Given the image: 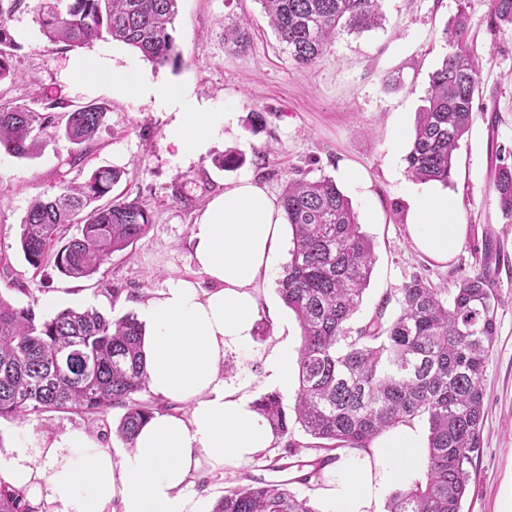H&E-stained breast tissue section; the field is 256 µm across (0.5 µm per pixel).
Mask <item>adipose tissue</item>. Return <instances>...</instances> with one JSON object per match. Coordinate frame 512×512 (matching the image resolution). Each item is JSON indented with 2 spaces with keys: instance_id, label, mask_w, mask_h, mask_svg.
Masks as SVG:
<instances>
[{
  "instance_id": "obj_1",
  "label": "adipose tissue",
  "mask_w": 512,
  "mask_h": 512,
  "mask_svg": "<svg viewBox=\"0 0 512 512\" xmlns=\"http://www.w3.org/2000/svg\"><path fill=\"white\" fill-rule=\"evenodd\" d=\"M72 72L83 83L111 84L118 99L137 94L180 105L167 140L181 156L205 152L227 122L187 105V87L162 86L141 69L80 60ZM287 226L278 198L242 174L208 199L190 227L207 284L172 277L140 305L148 388L184 404L186 414L154 413L133 447L116 454L82 429L22 434L9 457L0 458V481L45 501L50 512H181L193 473L239 467L270 447L251 380L227 378L224 358L253 348L260 290L273 275ZM408 228L417 249L439 262L447 261L461 232L451 201L434 193L412 197ZM419 448L417 426L406 424L370 451L344 456L325 489L332 512H377L386 489L419 464Z\"/></svg>"
}]
</instances>
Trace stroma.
Segmentation results:
<instances>
[{
    "instance_id": "35a3bbf8",
    "label": "stroma",
    "mask_w": 512,
    "mask_h": 512,
    "mask_svg": "<svg viewBox=\"0 0 512 512\" xmlns=\"http://www.w3.org/2000/svg\"><path fill=\"white\" fill-rule=\"evenodd\" d=\"M460 10L467 17L464 41L482 63L474 120L454 153L451 183L416 182L405 162L415 115L430 72L456 50L444 29ZM383 12L382 27L336 35L322 62L311 68L297 65L284 51L260 0H178L172 31L178 62L164 67L109 38L75 49L49 43L32 9L15 12L8 26L17 44L16 78L0 84V91L33 111L50 103L62 113L96 103L108 113L89 144L79 147L51 133L43 136L32 157L0 154V295L18 307L36 303L43 318L69 307H93L112 317L137 313L139 303L164 288L169 277L200 279L190 227L206 200L241 174L253 173L277 195L288 180H315L354 169L369 183L370 197L346 184L341 190L376 255L356 323L367 321L383 300L388 303L385 319L396 317L400 290L413 276L452 286L472 271L485 241L500 252L497 336L484 381L483 448L464 512H512V219L501 213L491 178L493 146H512V25L493 24L490 0H385ZM238 24L250 35L244 50L224 42L225 29ZM90 55L107 65L150 71L166 84L188 85L206 111L229 112L233 134L217 139L196 159L178 157L167 142L173 109L135 94L117 100L107 85L76 81L72 61ZM229 156L235 165H225ZM259 157L264 160L260 166L255 163ZM106 167L125 171L116 193L139 198L152 212L147 232L114 253L89 279H67L50 263L30 266L19 248V232L32 201ZM423 191L454 201L463 226L459 244L444 263L418 251L410 239V196ZM289 259L288 251L280 252L275 280L261 291L252 353L231 350L226 356L233 376L251 378L256 396L279 392L288 408L296 385L278 390L261 359L277 345L295 350L301 342L296 317L277 291L276 280ZM49 297L55 299L54 307H45ZM120 415V410H110L101 422L69 412L22 423L0 418V456L8 455L24 429L37 437L98 429L104 446L122 448L111 432ZM292 441L303 447L300 461L317 459L312 438L297 428L290 437L275 438L271 447L240 466V473L272 480L270 463L284 456ZM232 479L230 471L203 469L188 490L186 512H211Z\"/></svg>"
}]
</instances>
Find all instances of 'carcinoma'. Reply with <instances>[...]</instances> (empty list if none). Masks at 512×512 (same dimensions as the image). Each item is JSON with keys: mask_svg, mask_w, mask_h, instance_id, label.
<instances>
[{"mask_svg": "<svg viewBox=\"0 0 512 512\" xmlns=\"http://www.w3.org/2000/svg\"><path fill=\"white\" fill-rule=\"evenodd\" d=\"M283 50L298 65L324 58L342 31L381 25L382 0H260ZM177 0H38L33 11L44 36L69 48L104 36L165 66L177 61L169 33ZM25 0H0V82L15 76V41L7 19ZM493 21L512 25V0H491ZM241 50L249 34L224 31ZM479 64L465 47L429 75L425 105L405 157L419 182H451L453 153L473 119ZM50 104L32 111L0 96V152L28 158L52 129L72 144L94 139L107 114L87 104L63 116ZM492 181L499 209L512 218V150L495 149ZM123 171L95 170L79 184L33 201L20 224L19 246L38 269L52 260L68 279H89L113 253L143 236L152 215L138 198L112 195ZM281 204L293 231L290 259L279 280L281 299L298 320V388L292 409L275 393L255 401L273 433L300 426L319 440L315 450L369 449L382 434L417 417L428 422L421 477L391 497L387 512H463L471 469L482 448L484 378L496 336L497 252L485 246L472 272L455 288L416 276L401 289L400 313L383 321L385 304L353 324L375 263L350 200L336 181L289 180ZM67 224L81 234L59 248ZM144 327L132 314L114 319L93 308H66L41 319L34 305L17 307L0 296V418L24 420L68 410L77 415L123 414L116 433L130 448L159 409L135 395L146 389L141 362ZM0 512H40L26 493L0 483ZM212 512H316L288 484L248 475L225 491Z\"/></svg>", "mask_w": 512, "mask_h": 512, "instance_id": "obj_1", "label": "carcinoma"}]
</instances>
